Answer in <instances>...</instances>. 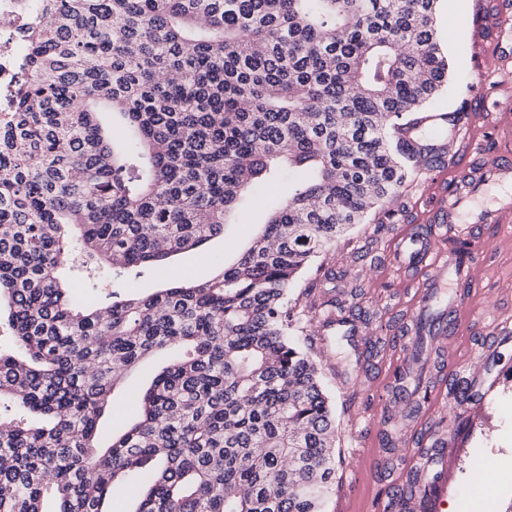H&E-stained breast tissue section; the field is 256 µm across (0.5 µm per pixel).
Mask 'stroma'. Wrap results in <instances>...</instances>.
Wrapping results in <instances>:
<instances>
[{"mask_svg": "<svg viewBox=\"0 0 512 512\" xmlns=\"http://www.w3.org/2000/svg\"><path fill=\"white\" fill-rule=\"evenodd\" d=\"M481 0H439L438 36L448 53V85L434 101L437 110L452 111L470 98V89L484 81L480 59L485 35L479 23ZM429 181L415 171L399 190L405 203L393 223L369 216L353 226L303 276L291 285L290 300L304 308V333L312 339L324 384L332 396L336 426V476L326 497L324 512H375L391 502L394 490L387 478L373 470L368 456L381 447L382 401L407 343L395 334L414 314L412 300L428 277L427 272L401 267L383 268L402 226L412 223L429 231L425 217ZM272 191L259 190L247 213L225 225L222 234L202 248L171 256L150 267L133 284L134 291L149 294L175 280L205 279L216 263H232L247 247L265 221ZM484 244L488 258L477 272L473 307L496 305L512 314V223L482 224L474 235ZM351 306L359 319L358 339L346 355L336 350V330L322 325L324 314L338 306ZM453 355L440 358V369H453L471 381L479 396L461 404L449 398L431 419L448 440L444 498L448 506L483 505V512H504L512 503V332L490 336L485 324L471 319L467 333L451 337ZM157 367L148 363L132 373L116 391L112 413L99 423L102 442L122 430L136 408L137 391L146 388ZM494 460L496 480L490 491L474 483L473 461L479 455Z\"/></svg>", "mask_w": 512, "mask_h": 512, "instance_id": "35a3bbf8", "label": "stroma"}]
</instances>
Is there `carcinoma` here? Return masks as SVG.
I'll use <instances>...</instances> for the list:
<instances>
[{
  "mask_svg": "<svg viewBox=\"0 0 512 512\" xmlns=\"http://www.w3.org/2000/svg\"><path fill=\"white\" fill-rule=\"evenodd\" d=\"M437 2L42 0L0 112V512H112L139 477L128 512H324L333 410L288 287L351 226L395 217L414 170L396 132L448 75ZM282 183L234 264L131 291ZM448 242L464 289L471 242ZM77 255L112 289L75 300L60 270ZM401 336L387 424L432 388L425 324ZM159 353L136 420L100 443L115 389Z\"/></svg>",
  "mask_w": 512,
  "mask_h": 512,
  "instance_id": "obj_1",
  "label": "carcinoma"
}]
</instances>
